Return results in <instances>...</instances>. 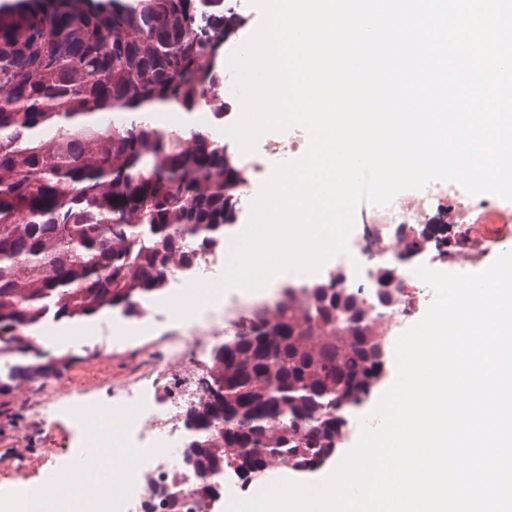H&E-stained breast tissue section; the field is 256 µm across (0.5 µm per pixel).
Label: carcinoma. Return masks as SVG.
I'll return each instance as SVG.
<instances>
[{
    "instance_id": "1",
    "label": "carcinoma",
    "mask_w": 512,
    "mask_h": 512,
    "mask_svg": "<svg viewBox=\"0 0 512 512\" xmlns=\"http://www.w3.org/2000/svg\"><path fill=\"white\" fill-rule=\"evenodd\" d=\"M242 25L230 0H16L0 13V405L80 358H46L35 333L113 309L138 319L201 253L224 248L248 169L205 129L161 128V107L227 115L216 63ZM443 211L422 245L448 243ZM394 270L363 295L336 277L283 284L212 347L184 415L195 500L259 467L313 470L387 370L374 322ZM142 512H187L154 490Z\"/></svg>"
}]
</instances>
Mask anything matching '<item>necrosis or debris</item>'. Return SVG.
<instances>
[{"instance_id": "obj_1", "label": "necrosis or debris", "mask_w": 512, "mask_h": 512, "mask_svg": "<svg viewBox=\"0 0 512 512\" xmlns=\"http://www.w3.org/2000/svg\"><path fill=\"white\" fill-rule=\"evenodd\" d=\"M450 200L448 232L455 245L447 257L449 267L465 270L481 262L482 245L464 235L473 219L494 223L503 210L499 200H473L461 190H444L430 184L422 190H405L385 206L359 210L348 237V255L326 262L343 276L347 288L370 290L369 273L376 267L391 265L396 269L395 282L400 290L397 301L385 309L379 324L390 340L407 328V323L422 304L433 300V289L419 279L412 265L398 262L397 255L405 238L417 225L427 223L433 208L441 200ZM276 292L228 290L197 303L190 313L194 335L206 334L216 320L235 322L240 313L255 305H269ZM168 375L141 386L131 381L112 389L111 400L101 405L89 400L65 401L61 389L43 391L38 410L47 408L69 412L85 446L125 449V463L114 467L105 461L96 474L68 464L53 470L48 485L29 486L25 500L31 512H64L61 501L71 497L73 512H140L150 490L164 486L182 470V455L175 448V436L183 429L181 419L191 399L196 398L195 364L179 346H172L167 358Z\"/></svg>"}]
</instances>
